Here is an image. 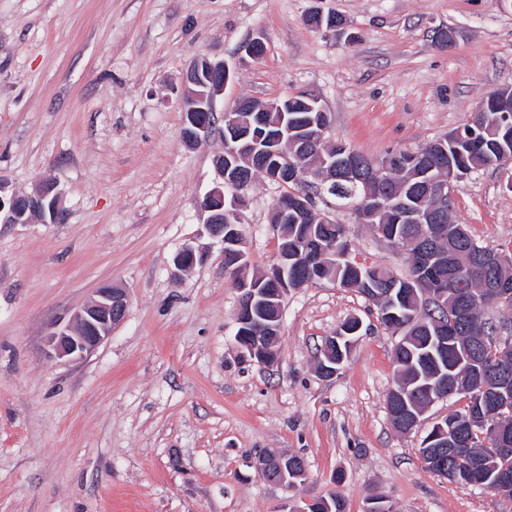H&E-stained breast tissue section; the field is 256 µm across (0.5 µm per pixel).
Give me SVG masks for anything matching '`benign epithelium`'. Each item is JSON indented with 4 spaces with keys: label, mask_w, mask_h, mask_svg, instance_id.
<instances>
[{
    "label": "benign epithelium",
    "mask_w": 512,
    "mask_h": 512,
    "mask_svg": "<svg viewBox=\"0 0 512 512\" xmlns=\"http://www.w3.org/2000/svg\"><path fill=\"white\" fill-rule=\"evenodd\" d=\"M230 79V69L222 61H215L205 54L193 55L183 76L182 138L187 145L219 132L224 149L214 161L218 175L215 187L200 203L201 210L206 214L204 228L207 234L222 245L226 267L241 268L246 265V255L240 250L242 245L244 192L252 180V174L261 173L269 180L282 186L290 183L296 185L316 186L322 190L327 185L336 184V179L351 182L362 181L360 171L352 166L351 156L355 151L343 142L326 145V135L330 129V118L320 96L312 89L299 93L300 103L308 111L322 116L317 132L311 142L318 153L322 154L319 167L307 166L296 154L295 143L288 138V104L276 100L259 104L251 100H239L222 113H216V100L224 94V85ZM266 112H279L281 119L275 124L264 118ZM299 215L306 211L315 212L307 200V195L297 192L292 197H283V205L279 210L278 223H288V212ZM39 213L55 223L61 216V197L53 183L46 181L32 194H17L7 190L5 183L0 181V223L26 224L33 214ZM420 239L424 246L414 258L421 274L432 268L435 256L427 246L430 232L423 228ZM302 254L295 250L278 249V260L261 276L252 280L243 279L239 282L242 293L241 304L236 320L235 341L239 349L246 355L262 364L272 362L277 350L272 344L280 337L282 329V312L288 292L295 286L288 284V265L300 262ZM204 252L192 244L185 245L175 258V266L185 271L202 262ZM273 281L279 284L277 295H270L265 283ZM508 285L504 281L490 282L476 295L471 297L475 303H488L501 296L509 295ZM276 308L275 325L265 322L264 309L268 306ZM128 307V296L124 289L104 286L97 291L96 297L75 313L72 324L53 333L48 340L52 354L58 358L78 359L92 353L105 339L112 334V329L120 323ZM347 346L354 344V339L347 336L334 335L326 339L321 349L320 362H329L325 368L329 376L337 374L336 347L341 343ZM458 366L449 368V374L431 376L433 382L428 384L430 403L444 400L462 391L458 386L459 377L454 375ZM399 411L394 413V426L408 432L421 423L424 415L422 410H410L404 395L398 398ZM466 441L459 428L444 426L437 422L429 435L424 439L421 457L429 468H443L441 452L448 449V454L466 462L463 484L469 486H485L481 476L480 458L473 456L465 448ZM486 455H512V442L500 435L494 441L483 443ZM256 470L264 481L282 486H295L296 482L288 480V456L262 455L255 461ZM489 490L496 495L512 500V473L501 472Z\"/></svg>",
    "instance_id": "1"
}]
</instances>
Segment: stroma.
<instances>
[{"label": "stroma", "instance_id": "35a3bbf8", "mask_svg": "<svg viewBox=\"0 0 512 512\" xmlns=\"http://www.w3.org/2000/svg\"><path fill=\"white\" fill-rule=\"evenodd\" d=\"M314 9L343 28H309ZM197 53L230 68L217 110L312 89L329 139L377 160L463 125L512 85V0H0V179L19 194L52 181L63 207L54 224H0V512H302L333 493L346 512L373 496L394 512H512L421 459L433 422L465 397L392 427L400 336L363 295L326 280L291 291L274 362L237 347L241 293L200 209L223 143L181 136ZM282 192L263 177L245 192L251 271L276 260ZM452 198L479 245L512 248V165L473 170ZM335 219L352 258L406 273L403 249L351 210ZM189 243L207 259L175 271ZM108 284L128 293L123 321L86 357L51 356L49 333ZM353 317L363 330L348 361L322 377L320 348ZM281 452L306 466L289 490L254 466Z\"/></svg>", "mask_w": 512, "mask_h": 512}]
</instances>
